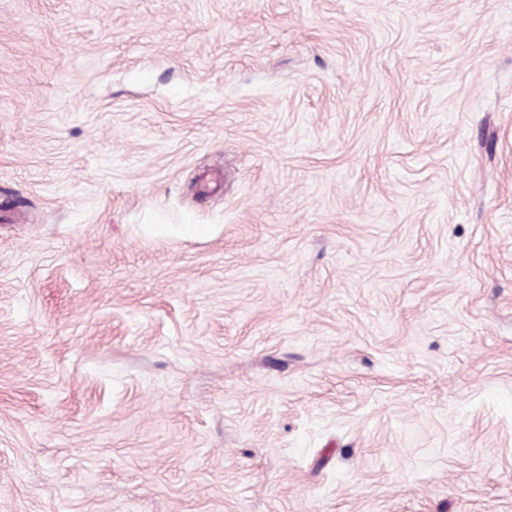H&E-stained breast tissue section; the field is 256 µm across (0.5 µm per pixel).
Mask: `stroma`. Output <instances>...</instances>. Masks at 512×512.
I'll use <instances>...</instances> for the list:
<instances>
[{"instance_id": "obj_1", "label": "stroma", "mask_w": 512, "mask_h": 512, "mask_svg": "<svg viewBox=\"0 0 512 512\" xmlns=\"http://www.w3.org/2000/svg\"><path fill=\"white\" fill-rule=\"evenodd\" d=\"M0 512H512V0H0Z\"/></svg>"}]
</instances>
